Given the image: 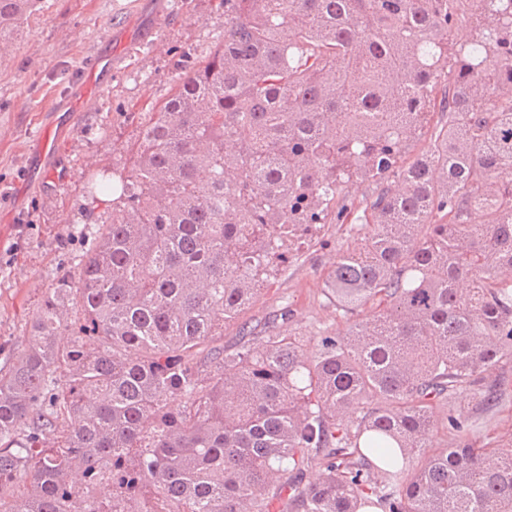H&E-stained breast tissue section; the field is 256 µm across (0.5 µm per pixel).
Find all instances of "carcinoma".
Listing matches in <instances>:
<instances>
[{"instance_id":"cac0c4a2","label":"carcinoma","mask_w":512,"mask_h":512,"mask_svg":"<svg viewBox=\"0 0 512 512\" xmlns=\"http://www.w3.org/2000/svg\"><path fill=\"white\" fill-rule=\"evenodd\" d=\"M36 11L0 0V33ZM128 152L0 369V512H512L511 442L424 450L436 401L512 343V0H224V36ZM358 211L324 288L350 335L309 356L286 309L224 353L317 225Z\"/></svg>"}]
</instances>
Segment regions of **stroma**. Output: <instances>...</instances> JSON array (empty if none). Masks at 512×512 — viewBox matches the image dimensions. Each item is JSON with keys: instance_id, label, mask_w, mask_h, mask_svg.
Segmentation results:
<instances>
[{"instance_id": "1", "label": "stroma", "mask_w": 512, "mask_h": 512, "mask_svg": "<svg viewBox=\"0 0 512 512\" xmlns=\"http://www.w3.org/2000/svg\"><path fill=\"white\" fill-rule=\"evenodd\" d=\"M19 30L0 38V366L32 341L46 288L74 273L86 244L76 230L110 211L92 198L91 176L128 164L126 145L177 77L204 60L224 32V0H44ZM79 107L56 136L51 168L33 172L37 136L59 102ZM363 229L325 224L246 311L257 323L282 309L289 332L316 351L322 337L347 335L353 320L326 304L323 288L338 255L362 245ZM499 389L491 408L479 393ZM426 444L455 448L512 441V346L478 382L443 398ZM462 416L461 430L447 418Z\"/></svg>"}]
</instances>
